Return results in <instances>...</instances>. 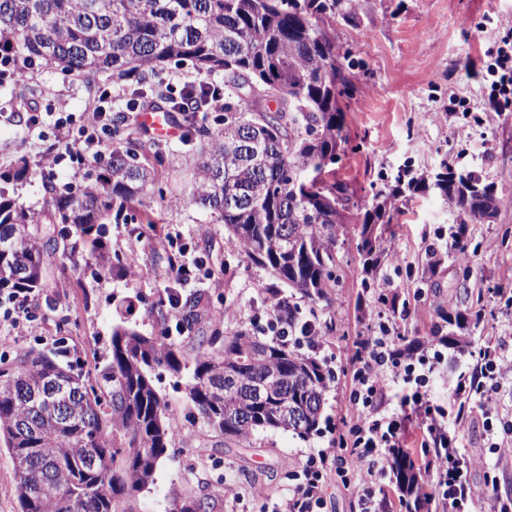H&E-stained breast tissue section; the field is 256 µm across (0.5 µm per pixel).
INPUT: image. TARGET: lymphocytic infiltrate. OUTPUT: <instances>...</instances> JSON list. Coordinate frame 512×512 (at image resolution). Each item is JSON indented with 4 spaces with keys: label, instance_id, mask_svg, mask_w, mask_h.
<instances>
[{
    "label": "lymphocytic infiltrate",
    "instance_id": "1",
    "mask_svg": "<svg viewBox=\"0 0 512 512\" xmlns=\"http://www.w3.org/2000/svg\"><path fill=\"white\" fill-rule=\"evenodd\" d=\"M115 95L114 86L102 85L87 120L79 126L74 125L69 113H59L54 122L55 147L44 158V165L52 168L66 159L84 165L103 153L109 145L110 109ZM427 347L428 354L420 357L397 350L385 328L379 335L359 338L352 350L355 360L347 429L329 447L309 453L294 471L295 485L271 512H319L325 484L333 474L346 471L355 478L353 490L361 512H377L375 491L392 479L391 451L404 445L397 416L383 411L392 383L410 387V394L402 397L400 406L419 421L421 445L430 451L431 477L422 495L439 501L445 512H471V505L480 497L488 499L490 512H512V497H502L496 482L482 488L471 483L472 461L461 452L458 435L460 428L477 422L494 453L512 452V423L495 426L490 411L494 393L504 383L512 382V355L500 346L481 350L477 374L469 378L461 375L450 382L448 403L442 406L434 403L428 384L445 356L435 340H428Z\"/></svg>",
    "mask_w": 512,
    "mask_h": 512
}]
</instances>
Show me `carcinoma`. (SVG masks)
<instances>
[{"instance_id":"carcinoma-1","label":"carcinoma","mask_w":512,"mask_h":512,"mask_svg":"<svg viewBox=\"0 0 512 512\" xmlns=\"http://www.w3.org/2000/svg\"><path fill=\"white\" fill-rule=\"evenodd\" d=\"M363 0H0V84L11 83L21 108L38 86L25 72L55 67L65 75L105 74L126 82L139 106L179 114L188 140L206 142L194 158L191 200L214 214L227 243L266 267L313 303L336 287L338 237L357 229V249L368 269L383 254L405 191L437 190L457 223L493 218L503 196L481 174L445 163L429 181H406L361 203L336 178L349 142L342 101L351 81L347 53L336 43V23L353 22ZM191 62L202 76L224 75V122L199 116L208 101L171 103L159 76L171 63ZM276 72V80L268 76ZM264 94L276 109L241 111L233 98ZM128 115L112 116V146L87 164L76 190L44 166L23 162L0 171V294L23 292L53 311L61 304L52 269H126L107 242L106 220L140 213L155 230L147 189L163 163L155 144L125 138ZM40 183L42 206L29 210L10 195L19 182ZM210 304L204 291L178 302L179 325L192 332ZM136 302L116 307L120 323L94 371L68 338L54 348L31 346L0 355V446L13 462L20 512H128L126 501L154 484L160 460L176 440L172 413L151 369L189 371L185 394L216 435L240 442L260 431L307 438L320 431L330 370L301 343L262 342L245 331L214 325L192 362L175 346L128 325ZM288 315L301 338L313 323L281 302L271 322ZM400 491L423 478L410 452L393 456ZM173 512H212L207 495L175 503Z\"/></svg>"}]
</instances>
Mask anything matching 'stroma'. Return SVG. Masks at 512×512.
Instances as JSON below:
<instances>
[{
    "instance_id": "1",
    "label": "stroma",
    "mask_w": 512,
    "mask_h": 512,
    "mask_svg": "<svg viewBox=\"0 0 512 512\" xmlns=\"http://www.w3.org/2000/svg\"><path fill=\"white\" fill-rule=\"evenodd\" d=\"M336 38L353 62L352 92L343 101L349 143L336 176L351 185L357 199L370 202L373 192L401 169L416 177L433 175L447 156L479 170L497 192L512 198V100L503 96L491 101V82L484 77L490 52L512 44V0H367L357 23L337 24ZM29 80L42 91L35 108L45 118L40 125H29L8 89L0 87V170L16 166L23 157L39 161L52 137L54 113L83 120L98 96L78 78L54 71H41ZM164 145L165 162L156 188L149 191L152 208L161 216L160 232L142 234L136 216L111 225L113 253L133 246L145 264L163 269L171 247L161 236L181 232L189 258L215 271L212 279L178 288L184 296L208 292L211 305L203 331L220 324L273 340L263 298L270 292L291 295V288L226 246L224 226L188 200L189 146L180 136ZM173 196L178 199L174 205L169 202ZM454 222L435 190L407 194L383 243L384 249L400 250L405 265L396 268L386 261L367 273L358 239L350 234L338 250V284L328 299L314 304L297 298L301 319L315 318L321 326L325 346L316 356L333 374L321 433L302 439L258 432L240 443L213 437L202 420L186 419L185 376L156 368L155 384L174 415L177 442L161 462L155 484L131 500L130 512H172L177 500L201 494L210 497L213 512H259V502L245 493L237 502L226 501L228 485H257L271 500L286 495L289 463L304 462L313 449L327 447L348 421L345 387L351 369L342 353L357 337L370 335L379 319L390 320L397 344L404 347L433 334L458 335L446 314H467L471 348L462 353L445 349V362L430 380L431 394L442 405L448 401L449 379L474 373L478 353L491 337H507L512 349V205L501 206L489 222L468 225L467 250L461 256L446 248ZM432 248L440 256L433 271L428 268ZM63 280L71 334L85 349L104 351L117 319L115 307L129 297L138 303L131 321L142 334L167 335L170 344L186 353L197 345L192 333L175 332L172 309H159L166 283L97 276L88 270L66 271ZM461 438L466 451L483 461L472 471V481L480 484L493 474L499 492L512 495V459L490 453L480 431H465Z\"/></svg>"
}]
</instances>
